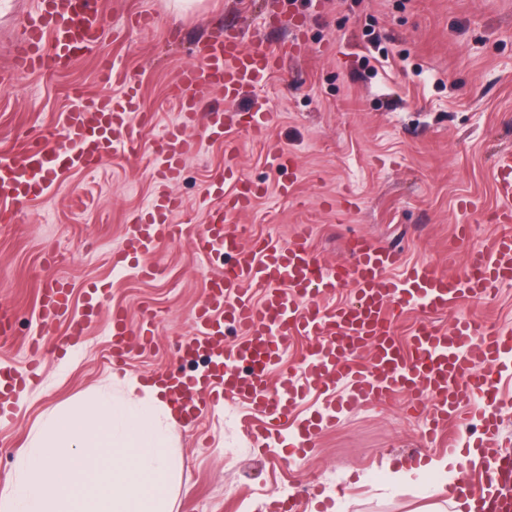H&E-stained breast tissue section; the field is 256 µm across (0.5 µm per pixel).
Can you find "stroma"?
<instances>
[{
    "label": "stroma",
    "instance_id": "obj_1",
    "mask_svg": "<svg viewBox=\"0 0 512 512\" xmlns=\"http://www.w3.org/2000/svg\"><path fill=\"white\" fill-rule=\"evenodd\" d=\"M270 0H195L184 12L170 0H103L105 32L96 55L71 70L33 75L0 88V147L18 132L55 126L74 92L110 95L118 84L97 77L100 57L141 86L156 129L178 123L171 97L176 76L192 63L196 45L224 22L238 21L246 43L262 45L292 33L302 20L308 55L254 89L268 99L271 121L257 139L231 128L240 172L267 183L269 194L237 225L245 245L273 243L308 227L311 243L328 264L346 262L347 241L365 236L405 253L408 261L460 268L470 241L488 243L500 227L492 220L503 202L495 190L494 162L512 150V0H286L277 26ZM151 15L150 28L131 21ZM200 143L169 191L182 202L174 223L185 237L162 241L152 258L156 279L117 263L125 228L153 197L156 162L149 150L122 152L92 173L66 171L53 188L31 201L16 223L0 228V309L14 320L15 339L0 343V367L33 359L39 374L15 403L13 424L0 431V484L14 474L16 455L39 418L112 388L111 374L145 378L175 364L174 337L192 332L208 265L191 254L188 235L199 230L207 189L224 167V142L205 138L202 125L186 130ZM227 139V140H228ZM297 160L290 201L278 198L281 176L268 156ZM67 281L73 309L87 284L99 285L106 308L97 325L76 337L66 353L53 352L64 325L44 327L38 316L41 287ZM126 310L139 324L143 308L157 310L150 346H133L122 366L112 364L109 308ZM482 315L512 328V286L486 303L464 302L436 314L448 325L460 314ZM42 353L30 354L27 339ZM247 411L235 402L207 406L198 428L175 432L178 484L173 512H273L307 484L322 488L305 512H426L422 485L393 486L388 472L441 457L425 446L421 423L396 396L339 415L300 462L284 442L289 427L272 428L262 442L247 431Z\"/></svg>",
    "mask_w": 512,
    "mask_h": 512
}]
</instances>
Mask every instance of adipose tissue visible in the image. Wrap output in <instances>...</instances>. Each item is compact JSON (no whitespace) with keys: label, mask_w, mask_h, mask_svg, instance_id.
Returning a JSON list of instances; mask_svg holds the SVG:
<instances>
[{"label":"adipose tissue","mask_w":512,"mask_h":512,"mask_svg":"<svg viewBox=\"0 0 512 512\" xmlns=\"http://www.w3.org/2000/svg\"><path fill=\"white\" fill-rule=\"evenodd\" d=\"M118 384L42 418L0 486V512H172L178 419L158 384Z\"/></svg>","instance_id":"obj_1"}]
</instances>
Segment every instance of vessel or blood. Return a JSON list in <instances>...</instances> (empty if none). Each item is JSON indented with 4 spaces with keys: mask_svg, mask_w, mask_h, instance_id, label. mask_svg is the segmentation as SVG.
I'll use <instances>...</instances> for the list:
<instances>
[{
    "mask_svg": "<svg viewBox=\"0 0 512 512\" xmlns=\"http://www.w3.org/2000/svg\"><path fill=\"white\" fill-rule=\"evenodd\" d=\"M103 34L101 0H33L10 50L9 65L0 70V83L72 66L96 51ZM305 51L300 29L289 44L265 49L246 46L241 31L233 27L212 34L197 45L195 64L181 71L173 87L178 124L154 139L137 82L123 79L121 91L110 97L75 92L56 126L29 132L19 145L0 151V217L13 222L25 205L47 193L59 171L94 170L112 154H136L146 145L157 157L158 176L175 181L198 150L185 130L199 120L215 140L235 125L253 136H266L265 100L254 99L245 112L215 109L202 118L201 96L217 88L225 102H238ZM235 151V146H227L224 170L209 186L210 193L223 196V205L207 209L205 224L190 240L193 255L208 260L221 254L228 262L205 281L192 314V335L177 337L174 343L179 354H205L208 365L196 379L186 378L174 365L155 374L187 426L197 425L207 402L220 399L248 403L284 422L294 400L316 390L327 395V406L302 424L303 440L294 449L299 459L336 414L382 403L399 392L409 395L429 439L452 421L466 427V407L495 405L498 378L506 355L512 354V331L474 315L446 326L423 320L402 345L396 324L406 313H439L465 300L479 303L494 297L499 287L512 285L511 152L495 163L497 191L504 201L496 221L504 231L488 244L470 247L463 271L454 273L425 262L404 263L400 251L363 236L349 239L348 262L329 265L319 258L304 228L281 244L260 240L242 246L231 222L264 197L268 187L237 169ZM179 206L176 197L160 192L146 213L128 225L122 255L141 261L143 275L158 274L150 255L159 242L180 234V225L171 221ZM346 286L352 289V301L328 306L336 290ZM256 288L264 291L258 302L252 297ZM101 311L102 291L95 284L85 288L77 313L63 283L39 295L42 322L66 324L70 338L85 335ZM156 317L149 312L135 330L123 310H113V359H125L133 339L148 341ZM229 328L237 331V339L226 340ZM292 336L312 338L314 345L300 369L281 371L278 379H271ZM364 351L370 355L367 366L352 365V357ZM35 375L29 363L0 371V422L10 419L13 395ZM340 386L345 393L339 397L335 391ZM483 423L480 447L488 487L478 497L480 509L512 512V459L499 456L494 448L496 419L487 416Z\"/></svg>",
    "mask_w": 512,
    "mask_h": 512,
    "instance_id": "1",
    "label": "vessel or blood"
}]
</instances>
